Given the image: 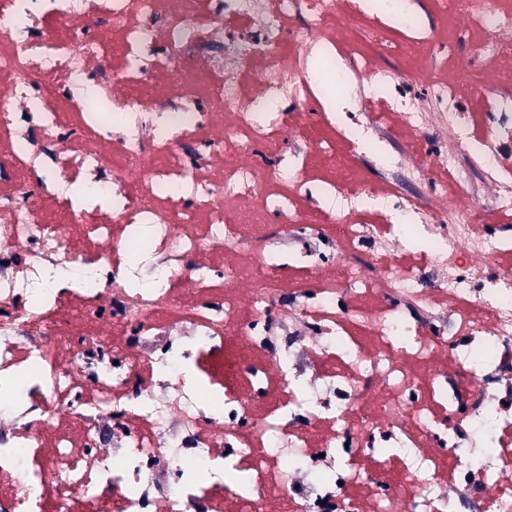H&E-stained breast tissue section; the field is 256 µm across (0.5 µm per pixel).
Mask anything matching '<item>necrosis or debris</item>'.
Segmentation results:
<instances>
[{"label":"necrosis or debris","instance_id":"4bbe7bcc","mask_svg":"<svg viewBox=\"0 0 512 512\" xmlns=\"http://www.w3.org/2000/svg\"><path fill=\"white\" fill-rule=\"evenodd\" d=\"M429 4L460 62L512 54L496 0ZM436 39L373 0H0V512H512V237L473 218L512 208V101L472 137ZM322 57L462 148L466 206L427 161L319 172L387 138Z\"/></svg>","mask_w":512,"mask_h":512}]
</instances>
